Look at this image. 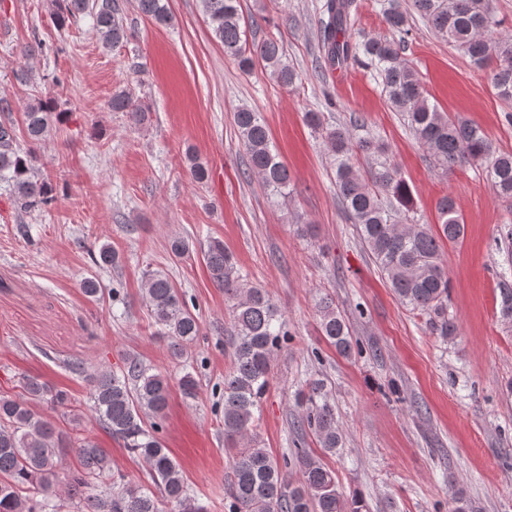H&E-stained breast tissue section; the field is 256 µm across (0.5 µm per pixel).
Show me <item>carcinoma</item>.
<instances>
[{
	"label": "carcinoma",
	"mask_w": 512,
	"mask_h": 512,
	"mask_svg": "<svg viewBox=\"0 0 512 512\" xmlns=\"http://www.w3.org/2000/svg\"><path fill=\"white\" fill-rule=\"evenodd\" d=\"M240 0H202L215 37L224 52L249 69L254 60L282 84L298 80L295 68L283 61L273 39L249 43L239 13ZM54 20L65 27L84 14L93 17V29L106 47L127 39L118 0H53ZM413 10L433 31L477 65L496 61L490 81L497 95L512 102V33L502 29L492 0H412ZM141 12L158 24H167V0H139ZM386 22L395 37H366L354 41V0H325L319 19L320 68H342L366 60L381 79L391 107L402 113L408 127L434 162L445 168L486 163L485 176L503 198L512 199V154L494 155L482 130L465 120L453 119L429 106L421 80L401 58L408 34L406 13L391 5ZM55 104L38 99L26 104L24 124L31 143L50 133ZM306 123L320 133L331 156L336 194L356 224L359 238L399 300L429 317L442 340L453 338L457 326L448 316L450 282L441 259L443 242L456 243L465 224L455 199L441 197L437 204L438 229L429 224H408L400 213L412 209V193L392 162L387 147L370 137L353 140L340 125L324 122L322 113H305ZM235 125L247 154L248 169L258 175L274 196H285L290 174L273 152L269 134L258 112L240 108ZM367 156L370 179H364L355 159ZM35 151L18 148L14 124L0 123V181L12 186L23 209H42L55 201L56 187L37 177ZM213 283L233 300L230 330L224 342L231 349V367L224 375V443L230 452L231 479L227 488L228 512H368L364 499L344 496L336 474L306 448H294L277 459L260 447L254 432L258 411L270 382L275 353L288 342V329L266 289L240 275L224 241L211 238L202 251ZM80 286L91 300L100 299L96 276L84 277ZM143 294L158 334L168 340L171 356H186L201 333L199 316L187 306L167 273L152 270L145 276ZM320 330L336 351L351 357L363 351L351 336L348 323L333 299L319 302ZM90 387L91 411L101 427L123 442L128 452L142 458L154 489L112 470L106 449L88 436H71L43 409L64 410L78 423L81 414L69 409V394L35 377L23 382L18 398L0 396V512H57L55 499L63 490L75 496L95 486L98 493L85 499L80 512H206L191 495L180 465L165 447L158 419L170 397L171 381L137 357L127 359L119 371L74 367ZM187 399L198 395L192 372L177 381ZM300 434L311 433L328 452L342 447L336 409L323 381L309 383L297 420ZM80 465L68 467L69 455ZM300 474L298 484L288 482V470Z\"/></svg>",
	"instance_id": "cac0c4a2"
}]
</instances>
